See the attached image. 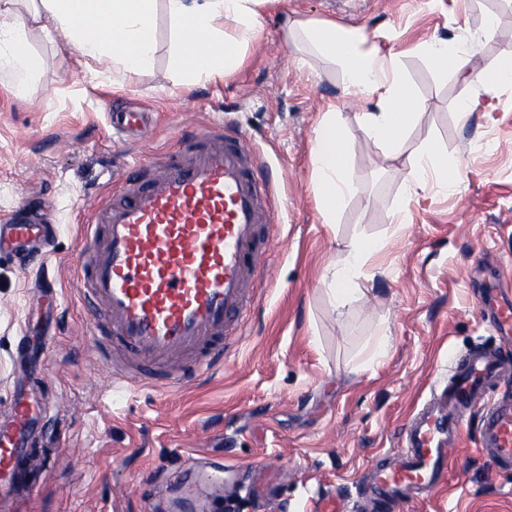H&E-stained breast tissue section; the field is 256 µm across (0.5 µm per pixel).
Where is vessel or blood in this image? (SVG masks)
Returning <instances> with one entry per match:
<instances>
[{
	"label": "vessel or blood",
	"mask_w": 512,
	"mask_h": 512,
	"mask_svg": "<svg viewBox=\"0 0 512 512\" xmlns=\"http://www.w3.org/2000/svg\"><path fill=\"white\" fill-rule=\"evenodd\" d=\"M112 122L140 133L144 113L120 105ZM179 148L147 178L129 176L99 197L78 252L82 300L93 320L84 329L107 336L109 352L133 365L182 383L189 369L224 365L228 340L240 336L254 293L261 226L274 223L267 204L270 182L259 174L246 139L223 125L195 127L180 114ZM50 228L18 218L0 224V251L29 254L48 242ZM450 383L433 394L402 431L390 461L370 466L357 481L358 500L375 512L406 508L448 487V470L460 436L458 413L484 412L482 449L499 469L512 460V361L501 351L475 350L459 357ZM31 414L13 407L11 428L0 432V496L14 478V463L27 451ZM302 512H351L332 494H307Z\"/></svg>",
	"instance_id": "1"
}]
</instances>
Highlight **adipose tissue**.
<instances>
[{"label": "adipose tissue", "instance_id": "ef3b65f1", "mask_svg": "<svg viewBox=\"0 0 512 512\" xmlns=\"http://www.w3.org/2000/svg\"><path fill=\"white\" fill-rule=\"evenodd\" d=\"M33 7L20 11L19 0H0V62L24 77H35L39 59L26 51L30 26L48 23L66 36L67 49L95 61H110L126 75L141 72L154 50L156 0H32ZM269 0H166L177 23L173 46L187 80L228 76L242 63L244 43L254 39L261 27L259 9ZM233 21L226 32L225 21ZM289 30L302 33L324 56L342 64L348 93L379 95V111L364 113L371 138L392 151H401L408 127L422 104L397 68L393 57L365 49V33L332 21H290ZM440 70L453 69L465 82L480 81L492 89L512 83V58L492 71L475 72L473 56L465 50H449L447 43L432 41L422 47ZM312 162L317 195L326 223H333L337 208L352 190L349 153L335 112H326L314 131ZM409 195L435 184L441 191L455 189L457 169L438 163L437 151L427 147L410 158L404 169ZM379 247L378 241L354 243L335 266L329 290L335 303H345L355 293L354 280L366 257Z\"/></svg>", "mask_w": 512, "mask_h": 512}]
</instances>
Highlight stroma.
I'll use <instances>...</instances> for the list:
<instances>
[{
	"label": "stroma",
	"instance_id": "35a3bbf8",
	"mask_svg": "<svg viewBox=\"0 0 512 512\" xmlns=\"http://www.w3.org/2000/svg\"><path fill=\"white\" fill-rule=\"evenodd\" d=\"M260 13L243 65L225 78L185 83L162 6L152 62L137 75L77 58L36 27L27 46L41 61L37 77L0 64V216L24 207L58 227L48 255L0 253V426L19 396L46 409L28 460L32 485L6 512H173L186 502L213 512L227 500L239 512H300L305 489L354 494L353 479L394 447L456 358L501 346L481 310L485 282L512 296V84L471 85L498 107L460 117V76L436 69L421 47L471 48L495 68L512 57V0H276ZM289 19L359 27L370 48L394 53L422 102L401 153L364 129L377 97L347 94L341 66L289 34ZM114 100L148 111L141 139L113 130ZM332 104L354 189L328 224L311 150ZM184 107L201 126L221 120L245 132L273 174L279 221L257 242L268 258L223 374L122 386L98 356L104 338L73 333L89 319L70 272L78 215L109 190V173L178 147ZM429 144L458 167V186L408 197L404 167ZM364 238L382 247L363 264L357 294L336 307L333 267ZM463 423L447 497L408 512H512V466L495 471L481 457L480 413Z\"/></svg>",
	"mask_w": 512,
	"mask_h": 512
}]
</instances>
